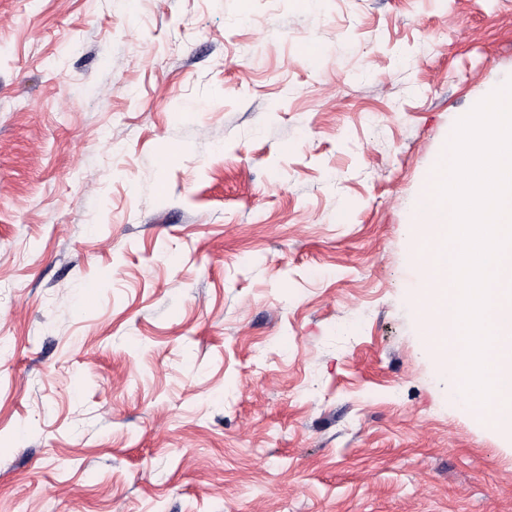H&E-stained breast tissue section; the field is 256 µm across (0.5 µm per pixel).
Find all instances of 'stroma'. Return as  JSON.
Instances as JSON below:
<instances>
[{
    "label": "stroma",
    "mask_w": 512,
    "mask_h": 512,
    "mask_svg": "<svg viewBox=\"0 0 512 512\" xmlns=\"http://www.w3.org/2000/svg\"><path fill=\"white\" fill-rule=\"evenodd\" d=\"M510 76L512 0H0V512H512L410 238Z\"/></svg>",
    "instance_id": "obj_1"
}]
</instances>
